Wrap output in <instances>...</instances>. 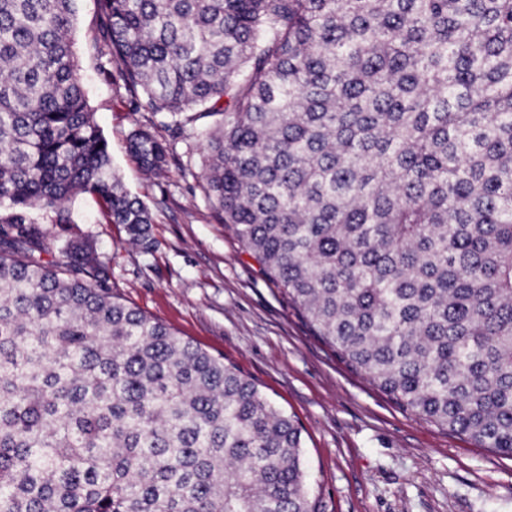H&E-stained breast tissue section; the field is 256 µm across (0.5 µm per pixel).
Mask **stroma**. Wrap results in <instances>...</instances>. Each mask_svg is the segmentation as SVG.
<instances>
[{"label": "stroma", "instance_id": "obj_1", "mask_svg": "<svg viewBox=\"0 0 512 512\" xmlns=\"http://www.w3.org/2000/svg\"><path fill=\"white\" fill-rule=\"evenodd\" d=\"M98 36L97 0H80L73 40L89 106L126 188L151 210L153 247L130 244L122 225L79 195L73 224L40 214L57 248L88 240L125 304L236 365L299 423L317 512H512V457L404 411L313 335L204 194V131L214 118L178 126L131 106L98 69ZM138 126L172 150L163 179L127 152Z\"/></svg>", "mask_w": 512, "mask_h": 512}]
</instances>
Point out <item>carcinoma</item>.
<instances>
[{"label": "carcinoma", "mask_w": 512, "mask_h": 512, "mask_svg": "<svg viewBox=\"0 0 512 512\" xmlns=\"http://www.w3.org/2000/svg\"><path fill=\"white\" fill-rule=\"evenodd\" d=\"M77 0H0V512H315L302 431L37 218L151 247L78 78ZM102 66L205 131L217 220L404 410L512 457V0H97ZM155 178L169 149L133 130Z\"/></svg>", "instance_id": "carcinoma-1"}]
</instances>
